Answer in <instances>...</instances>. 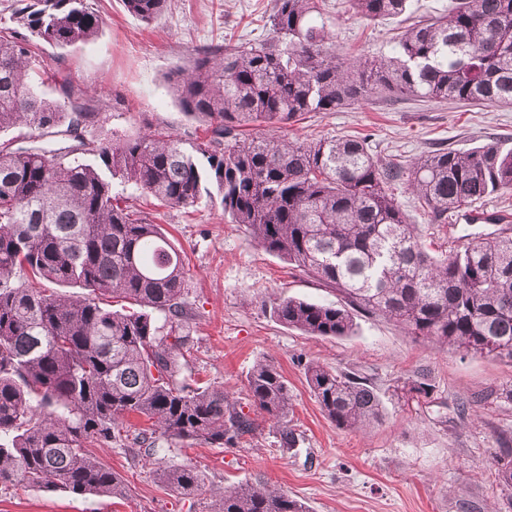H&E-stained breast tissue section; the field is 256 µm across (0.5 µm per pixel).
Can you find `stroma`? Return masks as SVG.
Listing matches in <instances>:
<instances>
[{
    "mask_svg": "<svg viewBox=\"0 0 512 512\" xmlns=\"http://www.w3.org/2000/svg\"><path fill=\"white\" fill-rule=\"evenodd\" d=\"M103 20L98 38L52 48L34 42L46 71L34 75V91L54 95V78L90 87L101 110L94 140L164 127L192 142L207 136L205 122L182 111L165 79L189 66L195 49L233 37L269 36L274 0H169L151 24L129 14L123 0H90ZM336 21V52L352 57L391 55L404 22L371 23L350 11L347 0H327ZM291 139L358 136L379 159L403 165L438 146L468 150L496 139L512 147V106H463L407 100L369 101L336 112H310L283 130ZM410 223L432 253L477 234L512 228V193L487 197L481 210L502 224H473L452 212L430 223L405 185L392 189ZM127 205L159 224L182 249L185 300L192 312V348L179 377L223 388L244 413H252L247 380L257 362L274 364L288 381L290 449L277 428L257 419L235 447L203 440L170 448L162 463L190 465L202 479L197 495L182 496L158 482L151 464L132 463L124 449L101 445L93 453L119 474L129 493L119 500L87 498L16 486L0 490V512H215L226 487L264 478L287 491L308 512H512V488L500 484L491 462L512 444V363L442 351L377 317L359 316L351 335L309 336L273 317V302L301 298L335 301V294L279 257L261 249L243 227L231 223L218 202L169 210L132 187ZM317 363L366 377L381 401L380 421L342 430L322 413L305 368ZM426 376L428 395L403 393L405 382Z\"/></svg>",
    "mask_w": 512,
    "mask_h": 512,
    "instance_id": "1",
    "label": "stroma"
}]
</instances>
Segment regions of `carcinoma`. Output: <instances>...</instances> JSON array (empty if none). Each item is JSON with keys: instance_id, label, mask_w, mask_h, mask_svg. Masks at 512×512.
Listing matches in <instances>:
<instances>
[{"instance_id": "cac0c4a2", "label": "carcinoma", "mask_w": 512, "mask_h": 512, "mask_svg": "<svg viewBox=\"0 0 512 512\" xmlns=\"http://www.w3.org/2000/svg\"><path fill=\"white\" fill-rule=\"evenodd\" d=\"M123 2L149 24L167 0ZM348 2L370 21L408 8V0ZM14 15L20 29L0 31V133L25 127L54 146L0 142V487L118 498L123 479L92 447L112 443L149 462L198 438L232 448L254 429L224 389L176 379L190 340L184 259L158 225L120 203L116 177L169 209L205 195L218 201L263 249L339 296L276 302L272 315L285 326L343 337L363 314L442 350L512 361V236H475L432 255L390 193L406 184L432 223H446L452 211L512 191V149L439 148L404 167L382 162L363 139L281 135L306 112H336L375 93L512 105V0H453L447 15L409 24L392 55L364 60L336 55L322 0H275L271 37L197 49L191 66L169 74L183 112L208 123L209 137L196 142L151 128L88 139L99 112L91 89L64 78L53 98L33 93L30 38L88 44L102 18L88 0H17ZM43 280L83 293L50 291ZM106 296L129 309L101 306ZM306 378L337 428L379 420L366 378L314 363ZM248 394L290 447L280 370L256 364ZM131 417L144 425L129 426ZM493 467L512 487V448ZM158 471L180 493L201 489L190 465ZM219 512L306 509L257 478L224 489Z\"/></svg>"}]
</instances>
